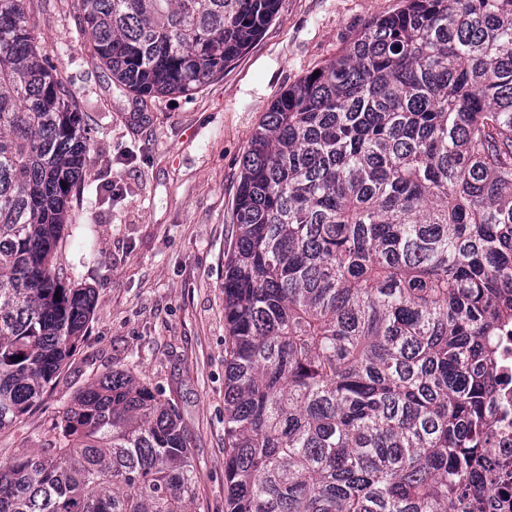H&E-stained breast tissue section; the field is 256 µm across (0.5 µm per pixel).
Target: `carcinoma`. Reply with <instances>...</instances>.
<instances>
[{
    "label": "carcinoma",
    "instance_id": "cac0c4a2",
    "mask_svg": "<svg viewBox=\"0 0 512 512\" xmlns=\"http://www.w3.org/2000/svg\"><path fill=\"white\" fill-rule=\"evenodd\" d=\"M30 0H0V431L53 386L91 288L54 264L89 146ZM280 0H77L144 102L224 75ZM224 265L227 512H483L512 328V0H403L282 90ZM0 461V512H190L175 399L126 365Z\"/></svg>",
    "mask_w": 512,
    "mask_h": 512
}]
</instances>
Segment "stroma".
I'll list each match as a JSON object with an SVG mask.
<instances>
[{"instance_id": "obj_1", "label": "stroma", "mask_w": 512, "mask_h": 512, "mask_svg": "<svg viewBox=\"0 0 512 512\" xmlns=\"http://www.w3.org/2000/svg\"><path fill=\"white\" fill-rule=\"evenodd\" d=\"M400 0H281L241 56L189 95L141 104L92 61L73 0H32L35 32L86 124L90 165L57 252L94 288L85 339L0 459L39 451L43 426L118 366L174 397L192 438V512H224V263L242 155L280 91L335 56Z\"/></svg>"}]
</instances>
